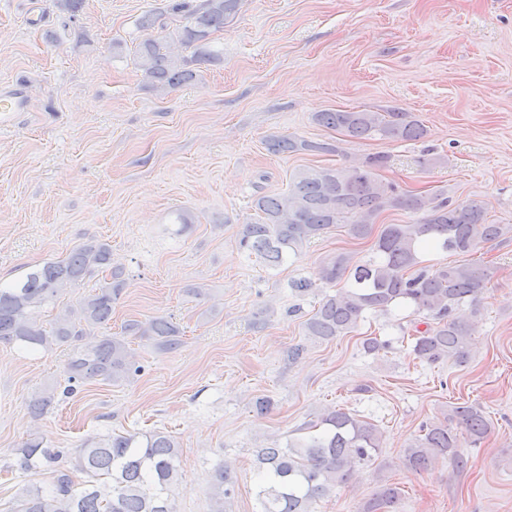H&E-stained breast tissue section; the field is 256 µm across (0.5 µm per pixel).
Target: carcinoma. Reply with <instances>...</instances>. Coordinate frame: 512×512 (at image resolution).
<instances>
[{"mask_svg": "<svg viewBox=\"0 0 512 512\" xmlns=\"http://www.w3.org/2000/svg\"><path fill=\"white\" fill-rule=\"evenodd\" d=\"M235 6L236 0L176 3L172 11H188L189 24L175 28L164 41L150 38L140 45L137 66L144 78L161 91L191 81L196 67L217 60L210 49V36L224 29V20ZM173 43L194 51L182 55L172 49ZM316 121L350 139L405 142L419 141L425 135L419 120L398 109L319 112ZM267 149L274 154L344 155L340 139L330 142L283 136L270 139ZM387 163V155L376 153L348 166L297 173L288 192L255 200L259 218L243 225L239 247L277 265L285 255L297 254L307 242L337 224L347 225L352 238L364 239L372 234L375 218L384 211L400 210L417 217L414 224L383 225L375 243L376 256L362 264H352L345 253L324 263L319 280L334 283L345 278L350 288L326 296L305 328L310 336L330 340L353 332L366 312H383L404 303L431 317L426 328L413 337V353L428 362L448 358L463 364L473 328L455 311L476 300L490 279V268L476 260L424 266L421 251L435 246L467 255L482 243L512 233V224L488 222L485 211L474 203L454 204L386 186L376 171ZM110 265L109 246L89 242L67 259L47 263L0 287V342L34 351L70 345L93 335L108 324L112 304L123 290V272L118 268L111 269L110 281L97 292L60 316L51 330L43 328L37 313L63 289ZM127 336L145 337L162 353L182 345L180 331L164 317L146 324L128 320L122 335L97 336L74 348L66 366V393H73L76 384H119L141 371L132 361ZM52 402L53 394L36 392L28 407L33 416L41 417ZM310 428L307 435L288 441L284 448L257 450L260 512H312L313 503L336 485L347 483L355 465L369 464L381 448L377 426L341 408L327 410ZM490 432V421L480 406L457 403L443 417L421 426L420 435L404 449L406 465L421 472L440 460H449L464 469L469 459L459 451L460 437L477 446ZM19 452L18 463L24 469H36L60 456V450L43 446L39 437L29 439ZM179 456L177 443L162 432L88 439L71 467L56 471L50 487L25 489L17 512H174ZM75 472L88 477L81 491L75 488ZM230 485L228 470H217L208 491L212 512H224ZM400 502V489L384 484L365 501L362 512H400Z\"/></svg>", "mask_w": 512, "mask_h": 512, "instance_id": "1", "label": "carcinoma"}]
</instances>
